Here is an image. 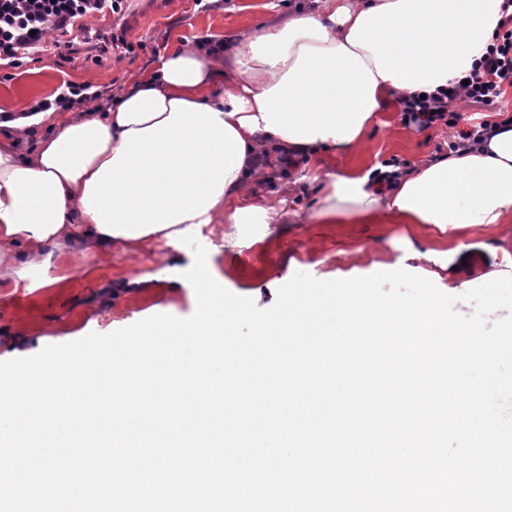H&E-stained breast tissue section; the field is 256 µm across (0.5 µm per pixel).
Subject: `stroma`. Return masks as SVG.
<instances>
[{"label": "stroma", "instance_id": "35a3bbf8", "mask_svg": "<svg viewBox=\"0 0 512 512\" xmlns=\"http://www.w3.org/2000/svg\"><path fill=\"white\" fill-rule=\"evenodd\" d=\"M294 0H128L111 28L91 19L74 31L66 57H41L25 62L11 78L0 77V110L19 112L49 97L66 81L89 83L118 94L139 72L176 48L203 41L224 40L244 30L260 31L265 24L287 15ZM125 37L132 50L113 47ZM386 125L374 129L363 149L343 164L366 168L389 158L414 167L448 152V130L405 126L400 113L386 115ZM338 160L325 159L333 170ZM224 227L204 228L200 240L210 254L219 282L234 294L256 299L267 307L269 287H279L296 272L322 280L366 276L378 271L405 269L425 277L444 293L457 296L456 311L471 315V304L459 296L481 285L483 276L512 275V223L474 224L441 231L432 224H274L262 244L229 249ZM475 246L482 260L474 275L449 276L443 270L449 244ZM165 245L134 253L116 252L105 267L96 254L73 251L56 261L58 283L29 290L0 286V361L29 357L43 347L78 340L89 333H108L154 314L187 318L196 310L192 285L183 270L194 261L185 249L180 268L162 261ZM153 277L145 294L113 297L111 280L127 274Z\"/></svg>", "mask_w": 512, "mask_h": 512}]
</instances>
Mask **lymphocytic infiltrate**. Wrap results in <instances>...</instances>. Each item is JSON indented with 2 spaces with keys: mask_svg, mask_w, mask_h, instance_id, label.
<instances>
[{
  "mask_svg": "<svg viewBox=\"0 0 512 512\" xmlns=\"http://www.w3.org/2000/svg\"><path fill=\"white\" fill-rule=\"evenodd\" d=\"M509 8L484 55L473 65L466 82L420 97L412 95L400 102L405 125L428 129L442 124L452 128L448 142L452 151L467 150L481 144L496 127L512 125V114L499 123L488 120L460 127L461 117L449 108L450 102L463 99L474 105L493 108L512 89V0H503ZM125 0H0V68H19L24 60L43 54L64 56L71 49L64 34L82 28L85 21L104 11L119 14Z\"/></svg>",
  "mask_w": 512,
  "mask_h": 512,
  "instance_id": "obj_1",
  "label": "lymphocytic infiltrate"
}]
</instances>
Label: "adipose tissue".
Instances as JSON below:
<instances>
[{
  "mask_svg": "<svg viewBox=\"0 0 512 512\" xmlns=\"http://www.w3.org/2000/svg\"><path fill=\"white\" fill-rule=\"evenodd\" d=\"M503 0H298L259 33L170 53L104 112L0 115V282L49 272L72 246H176L226 225L233 248L263 239L283 206L254 184L271 164L302 181L322 152L358 151L382 113L469 74ZM39 132L32 147L29 133ZM322 177L307 219L461 228L512 219V127L473 150L400 173Z\"/></svg>",
  "mask_w": 512,
  "mask_h": 512,
  "instance_id": "ef3b65f1",
  "label": "adipose tissue"
}]
</instances>
